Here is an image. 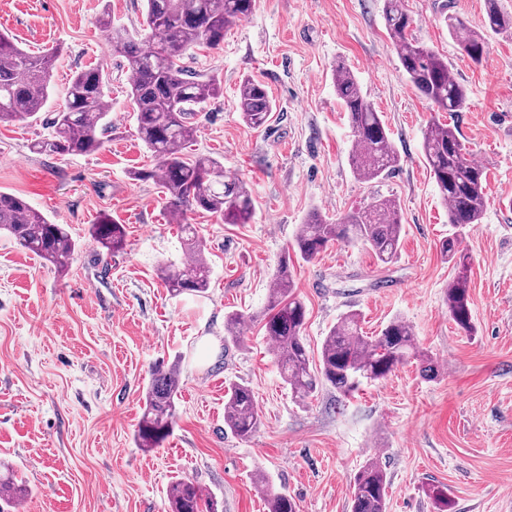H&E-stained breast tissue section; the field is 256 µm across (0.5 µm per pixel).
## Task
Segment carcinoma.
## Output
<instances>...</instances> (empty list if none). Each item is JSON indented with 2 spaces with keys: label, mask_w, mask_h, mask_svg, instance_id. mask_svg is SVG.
<instances>
[{
  "label": "carcinoma",
  "mask_w": 512,
  "mask_h": 512,
  "mask_svg": "<svg viewBox=\"0 0 512 512\" xmlns=\"http://www.w3.org/2000/svg\"><path fill=\"white\" fill-rule=\"evenodd\" d=\"M145 23L151 39L136 40L114 29L109 11L96 18V25L109 31V51L121 54L130 74L131 99L140 140L153 153L156 166L132 172L136 180L158 178L170 197V208L182 216L201 209L221 217L226 224H248L254 216L251 193L246 184L224 173L218 160L188 157L194 140L192 119L202 105L219 95L214 79L189 77L180 60L197 46L218 48L224 32L248 17L255 0H146ZM482 29L449 18L448 30L461 51L475 63L486 54L485 33L512 30V15L498 10L496 0H485ZM384 18L401 70L413 89L443 112L464 110L466 88L450 73L448 61L423 45L413 34L414 20L404 0H384ZM57 52L30 54L0 33V121H24L37 115L49 97ZM336 94L348 115L355 149L350 164L357 178L373 183L399 166L381 118L365 97L361 85L345 64L334 69ZM109 109L107 81L95 68L76 73L65 91L62 108L50 123L51 132L34 149L58 156L91 155L104 145ZM236 109L246 125L259 129L273 112L266 88L252 78L242 80ZM424 159L433 173L443 201L448 206V223L463 227L480 223L486 208L484 192L487 173L473 161L455 125L432 121L423 134ZM0 230L6 231L23 248L59 269L66 268L78 243L61 224H54L24 199L0 193ZM402 234L401 217L395 200L379 196L367 207L355 210L336 222L318 210L311 211L300 225L295 247L304 260L315 258L329 242L343 240L366 246L383 264L398 254ZM93 240L111 252L125 244L123 225L108 216L91 226ZM440 252L454 262L455 275L448 283L445 302L456 327L474 331L469 294L468 257L458 254L457 239L442 241ZM188 260L179 266L163 264L158 276L169 293L202 295L209 288L210 267L197 239L187 243ZM292 259L279 261L263 317L264 335L275 345V360L292 395L303 402L319 384L328 383L342 393L355 390L363 381L386 378L397 366L414 358L423 371H434L432 359L417 344L412 327L396 318L377 336L363 335L359 315L344 314L322 344L319 369L310 367L303 330L306 307L295 292ZM180 388L178 363L153 370L146 389L144 410L136 432L139 447H159L171 434L176 421V399ZM261 416L253 390L242 383L229 385L224 403V427L240 439L255 434ZM255 485L265 494L268 512H296L288 495L273 489L262 472ZM387 473L376 458L367 460L357 473L350 496V512H387ZM24 489L13 473L0 477V500L14 507ZM428 495L438 512L450 506L448 488L432 485ZM171 512H219L218 502L189 479L177 478L167 489Z\"/></svg>",
  "instance_id": "1"
}]
</instances>
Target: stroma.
<instances>
[{"instance_id":"obj_1","label":"stroma","mask_w":512,"mask_h":512,"mask_svg":"<svg viewBox=\"0 0 512 512\" xmlns=\"http://www.w3.org/2000/svg\"><path fill=\"white\" fill-rule=\"evenodd\" d=\"M145 0H0V31L23 49L57 47L49 99L33 122H0V191L25 198L79 243L58 271L0 235V458L28 489L25 512H168L167 488L184 477L208 490L221 512H267L253 483L264 471L296 512H350L360 467L379 458L390 485L387 512H437L427 485H445L448 512H512V33L488 34L481 63L463 56L444 22L481 27L485 0H405L414 34L448 60L468 92L454 118L487 171L480 223L448 222V209L422 156L432 118L447 120L403 75L386 29L384 0H255L219 48L196 47L181 61L192 76L223 88L194 117L190 155L213 157L244 181L255 202L250 223L227 224L190 211L211 268L204 297L172 296L157 275L185 259L183 233L157 180L131 174L156 164L139 139L127 97L129 72L95 23L146 37ZM344 61L380 113L401 158L381 182L358 180L353 135L336 95ZM96 68L108 80L103 148L47 156L48 135L70 77ZM264 84L275 107L249 128L236 110L245 78ZM397 201L403 232L387 265L358 243L333 241L314 259H295L307 309L303 336L318 359L345 313L365 335L400 318L430 355L346 397L331 385L297 403L283 382L261 315L280 258L311 209L336 220L375 197ZM123 224V250L90 237L102 215ZM457 238L470 260L473 334L448 317L444 290L454 275L442 240ZM245 320L228 335L230 314ZM215 343L199 355L203 337ZM178 363L180 394L172 434L138 447L135 431L152 369ZM250 386L262 424L247 441L224 428L229 383Z\"/></svg>"}]
</instances>
